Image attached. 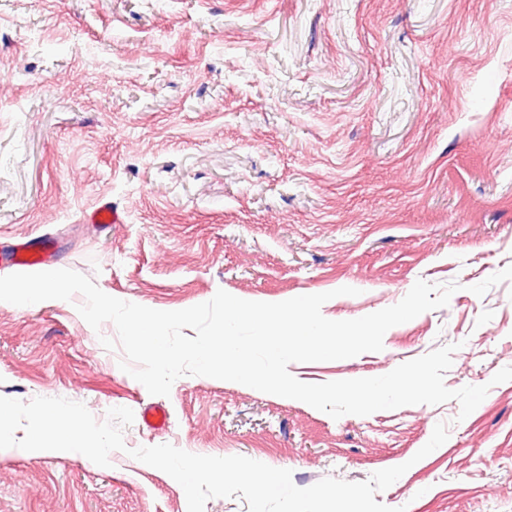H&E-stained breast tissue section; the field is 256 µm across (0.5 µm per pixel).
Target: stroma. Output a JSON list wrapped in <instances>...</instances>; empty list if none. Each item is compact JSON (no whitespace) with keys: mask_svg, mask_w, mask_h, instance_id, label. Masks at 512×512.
I'll list each match as a JSON object with an SVG mask.
<instances>
[{"mask_svg":"<svg viewBox=\"0 0 512 512\" xmlns=\"http://www.w3.org/2000/svg\"><path fill=\"white\" fill-rule=\"evenodd\" d=\"M103 201L123 223L86 224ZM24 236L53 241V269L163 311L220 289L330 291L323 316L349 320L454 281L382 351L289 371L381 376L454 343L445 385L491 389L464 418L450 400L335 419L203 376L152 395L82 296L0 302V396L135 415L106 467L0 452V512H187L129 455L160 444L288 469L300 488L405 463L376 501L512 512V381L491 382L512 366V0H0V253ZM441 421L448 440L416 459Z\"/></svg>","mask_w":512,"mask_h":512,"instance_id":"35a3bbf8","label":"stroma"}]
</instances>
